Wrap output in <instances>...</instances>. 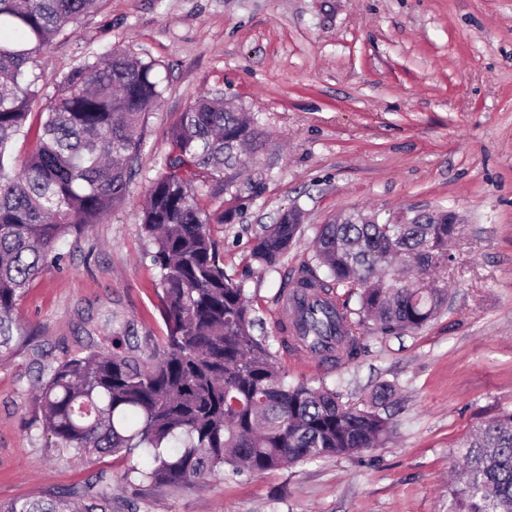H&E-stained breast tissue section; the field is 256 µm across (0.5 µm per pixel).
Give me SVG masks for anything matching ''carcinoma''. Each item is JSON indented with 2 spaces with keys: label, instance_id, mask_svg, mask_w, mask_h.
<instances>
[{
  "label": "carcinoma",
  "instance_id": "obj_1",
  "mask_svg": "<svg viewBox=\"0 0 512 512\" xmlns=\"http://www.w3.org/2000/svg\"><path fill=\"white\" fill-rule=\"evenodd\" d=\"M100 0H0V354L13 340V311L30 281L60 265L61 241L97 224L128 195L145 116L163 99L159 63L122 48L83 60L57 83L38 124L26 70L56 37L75 30ZM36 149L21 168L14 141ZM265 139L254 117L224 105L219 92L182 112L173 151L141 211V227L160 268L162 353L147 362L115 340L53 367L38 392L44 432L71 457L151 451L153 465L127 475L175 488L220 478L224 468L264 473L381 446L392 428L395 388L381 383L361 405L325 384L289 385L243 289L224 276L209 217L194 193L201 178H245L242 152ZM379 221L344 210L319 225L315 259L331 280L302 266L298 284L314 288L301 336L311 352L329 349L346 364L358 356L357 327L370 321L391 336L424 327L448 301L443 281L455 231L446 211ZM302 212L287 210L256 237L255 261L274 268L301 234ZM359 290L360 308L319 300L337 288ZM358 315L353 319L352 315ZM462 483L448 512H512V412L476 427L458 445ZM0 512H112V493L45 492Z\"/></svg>",
  "mask_w": 512,
  "mask_h": 512
}]
</instances>
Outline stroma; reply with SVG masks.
<instances>
[{"instance_id":"1","label":"stroma","mask_w":512,"mask_h":512,"mask_svg":"<svg viewBox=\"0 0 512 512\" xmlns=\"http://www.w3.org/2000/svg\"><path fill=\"white\" fill-rule=\"evenodd\" d=\"M114 47L157 60L167 91L126 201L68 239L62 265L18 303L23 336L0 356V500L91 483L110 489L112 512H448L458 442L512 412V0H102L29 64L34 110L76 63ZM215 91L258 118L267 144L248 163L251 183L202 186L198 199L286 382L323 381L356 405L387 382L399 402L390 439L360 455L161 490L124 476L150 465L145 453L80 460L57 448L36 384L60 361L111 350L121 330L144 360L160 353L159 270L140 211L181 113ZM293 207L305 214L300 241L277 267L260 265L256 235ZM361 208L383 220L457 215L448 304L401 336L364 326L355 362L316 365L282 347L277 301L319 224Z\"/></svg>"}]
</instances>
